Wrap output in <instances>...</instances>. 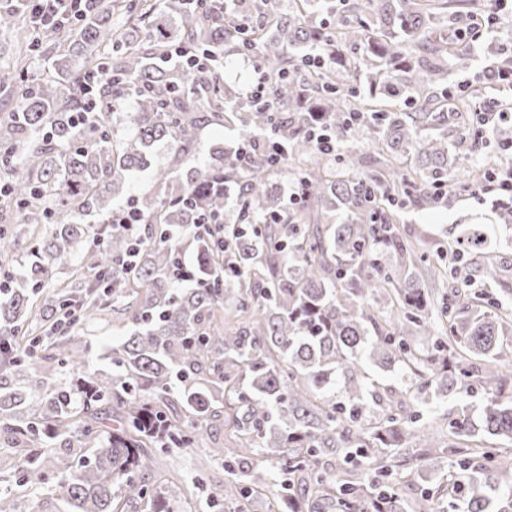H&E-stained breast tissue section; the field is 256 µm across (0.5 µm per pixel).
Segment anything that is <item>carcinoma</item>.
<instances>
[{
  "mask_svg": "<svg viewBox=\"0 0 512 512\" xmlns=\"http://www.w3.org/2000/svg\"><path fill=\"white\" fill-rule=\"evenodd\" d=\"M264 0L245 32L225 24L217 0H79L54 28H37L30 52L48 63L31 81L14 120L0 128V167L12 172L0 210L23 224H49L31 248L27 277L0 293V437L26 448L22 480L39 485L41 462L62 439L78 445L56 464L69 512H176V492L149 488L157 449L193 448L208 429L224 443L227 484L244 498L270 495L268 512H512V454L484 436L512 444V314L467 292L458 271L488 255L512 207L455 227L454 286L431 287L430 242L402 239L403 202L453 211L459 192L448 174L464 158L451 153L448 123L474 111L475 92H448L447 14L468 0ZM28 0H0V34L21 30ZM308 52L289 57L285 46ZM359 55L367 90L312 75L310 57ZM218 60L246 53L276 77L266 112L237 96L221 74L192 78L170 53ZM107 68L119 83L91 78ZM132 99L131 112L117 111ZM324 133H374V155L349 152L342 163L311 140L310 112ZM234 125L242 137L270 135L286 145L302 182L301 201L286 205L259 148L241 169L234 156L210 153L192 165L203 123ZM135 130L125 135L126 127ZM171 148L174 170L152 172L154 190L134 198L144 219L139 253L112 228L113 201L127 192L125 172L151 168V148ZM237 191L236 217H225ZM96 213L102 222L81 224ZM95 244L94 283L77 299L52 301L61 315L44 342L24 324L41 315L36 297L52 269H68L74 244ZM192 247L195 287L173 270ZM486 284L500 266L480 261ZM134 329L112 348V374L83 370L89 344L74 334L112 303ZM224 306V329L210 327ZM420 335L417 349L410 337ZM40 367L68 368L69 380L25 376L34 349ZM367 355L397 383L363 369ZM485 393L479 422L465 411L434 427L418 407L450 395ZM248 448L255 461L233 460ZM448 455V474L413 505L390 477H425L427 451Z\"/></svg>",
  "mask_w": 512,
  "mask_h": 512,
  "instance_id": "carcinoma-1",
  "label": "carcinoma"
}]
</instances>
